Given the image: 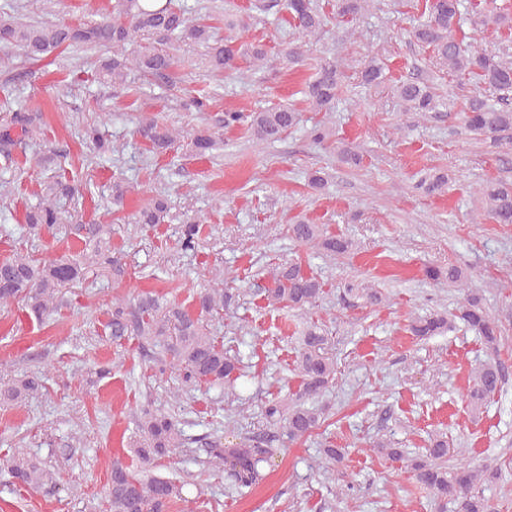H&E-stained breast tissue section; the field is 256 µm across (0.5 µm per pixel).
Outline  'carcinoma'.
<instances>
[{"label":"carcinoma","mask_w":512,"mask_h":512,"mask_svg":"<svg viewBox=\"0 0 512 512\" xmlns=\"http://www.w3.org/2000/svg\"><path fill=\"white\" fill-rule=\"evenodd\" d=\"M423 20L414 30V38L429 47L440 64L480 84L484 95L470 99L465 112V124L470 132L489 138L512 129V63L500 56L487 53L472 44L456 38V31L463 21L462 0H424ZM368 0H336L338 16L358 15ZM289 19L298 33L312 36L323 29V15L314 0H286ZM485 27L499 29L512 24V0H501L482 15ZM144 36H156L166 48H149L134 55L125 54L126 47ZM200 43L207 48L211 71L224 72L236 69L239 59L256 66L267 61V52L260 45L238 47L220 38L214 26L201 17H189L176 6L174 0H158L144 7L139 0H115L112 12L95 23L70 25L64 22H39L22 25L14 21L0 20V65L10 60L9 50L16 49L29 59H36L60 47L81 48L92 46L112 50V59L101 67L103 77L117 83L123 80L125 70L134 67L159 76L167 75L179 58L171 48L184 42ZM362 80L378 85L384 80L383 67L370 61L361 71ZM340 71L334 64L320 67L313 80L306 86L305 96L314 110L330 109L336 98ZM396 97L406 112H434L440 100L425 83L408 81L396 86ZM244 120L259 142L280 140L289 129L300 121V113L288 106H279L261 112L243 115L240 112L224 113V125ZM138 132L153 148L168 150L181 139L197 155L208 153L214 139L208 130L193 133L161 127L154 119L140 123ZM448 186V174L436 171L421 180L419 188L426 194H436ZM76 189L60 181L49 188V193L39 206L27 214V223L35 229L52 228L62 223L54 197L57 194H75ZM481 194L487 206L488 216L497 224H512V183L492 182L482 188ZM167 205L161 199L143 209L139 221L142 224H160L164 221ZM73 233L84 243V252L43 261L29 255L15 254L0 261V306L15 302L24 305L39 317L54 305L60 289L80 281L86 269L87 255L101 257L112 267V274L124 273L121 255L110 254V233L106 224H76ZM200 227L195 221L182 225L180 242L185 250L195 248ZM288 235L296 243L317 247L331 254H345L351 242L345 238L328 235L318 224L298 220L288 225ZM91 253H86V250ZM425 276L433 281L446 279L452 284L464 286L470 278L464 269L450 266L443 270L428 267ZM212 280L218 287L211 288L199 297L192 308L172 303L151 293L130 301L116 298L112 301L111 317L107 324L112 341L120 342L128 336H136L142 346L160 347L158 371L167 369L178 372L186 388L202 383L224 382L228 386L240 377V361L224 353V346L211 335L207 327L209 317L229 308L232 296L220 287L224 283V271L213 273ZM265 299L271 305L289 309H303L314 305L324 293L322 283L308 274L298 262H288L273 269L265 288ZM460 318L483 340L487 349L498 350L502 330L492 320L478 298L469 297L460 310ZM450 326L448 317L431 313L414 319L411 333L419 338L438 335ZM326 330L313 324L301 336L296 360L300 377L298 391L291 402L271 400L261 413L266 422L278 430H261L241 439L233 446L221 447V441L210 442L214 465L230 473L236 485L252 487L263 480L260 464L267 463L275 455V444L296 442L311 435L325 421L323 410L309 408L306 403L323 396L335 383L336 366L327 352ZM505 378L502 364L493 362L475 372L473 387L468 394L471 410L477 411L501 387ZM43 378L23 375L5 381L0 378V405H14L37 394ZM139 439L135 454L142 469L134 470L120 460L112 461L106 489L107 512H167L173 504L183 499L180 483L150 474L155 460L181 447L183 431L170 416L151 410H143L137 419ZM425 459L413 464L416 481L440 503H451L455 512H499L497 504L478 488L481 470L467 466L449 469L444 466L448 459V441L435 438L425 449ZM0 469L7 471L12 483L23 488L39 490L55 485L53 473L32 459L11 456L0 462Z\"/></svg>","instance_id":"1"}]
</instances>
